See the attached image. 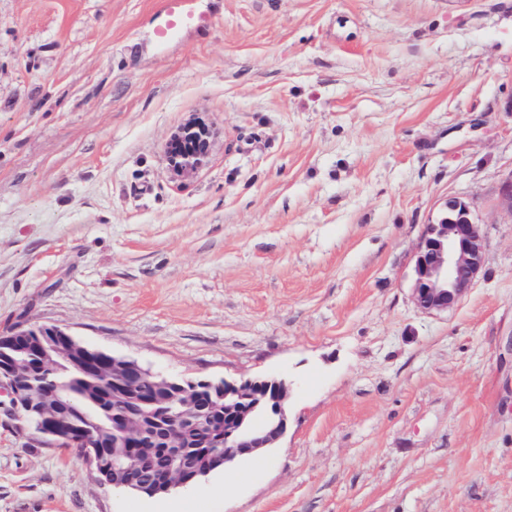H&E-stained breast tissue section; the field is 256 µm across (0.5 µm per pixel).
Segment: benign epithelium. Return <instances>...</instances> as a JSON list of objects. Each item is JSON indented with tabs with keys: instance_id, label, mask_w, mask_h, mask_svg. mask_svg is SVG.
Segmentation results:
<instances>
[{
	"instance_id": "1",
	"label": "benign epithelium",
	"mask_w": 512,
	"mask_h": 512,
	"mask_svg": "<svg viewBox=\"0 0 512 512\" xmlns=\"http://www.w3.org/2000/svg\"><path fill=\"white\" fill-rule=\"evenodd\" d=\"M217 137L216 129L199 116L177 127L165 144L172 175L184 178L203 167ZM501 208L512 213V175L499 185ZM484 267L480 225L468 202L450 195L436 222L426 225L415 253L413 300L424 312H445L457 305ZM38 344L42 364L53 370L58 359L78 361L86 370L112 374V396L125 411L115 423V447L109 453L98 432L88 425L64 421L69 411L59 392L48 386L17 387L21 369L14 355L16 337ZM0 389L9 397L6 413L17 421L27 412L35 431L50 446L82 451L101 483L142 489L152 495L184 487L199 477L271 448L288 429L290 384L277 377L186 379L165 376L137 360L91 348L66 329L20 322L0 336ZM148 406L176 408L167 418H149ZM154 447H142L145 437ZM150 452L164 460L158 477L142 479L134 462Z\"/></svg>"
}]
</instances>
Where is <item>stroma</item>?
<instances>
[{"label":"stroma","mask_w":512,"mask_h":512,"mask_svg":"<svg viewBox=\"0 0 512 512\" xmlns=\"http://www.w3.org/2000/svg\"><path fill=\"white\" fill-rule=\"evenodd\" d=\"M0 0V332L286 377L276 447L157 497L0 422V512H512V0ZM218 131L173 179L164 143ZM467 199L484 270L413 301ZM201 0H160L156 11L155 43L167 47L189 29L200 30L210 22V15L200 7ZM217 137L216 129L199 116L177 127L165 144V156L174 178L189 176L203 167ZM483 267L480 226L475 223L468 202L448 196L436 222L426 225L415 253L416 306L428 313L455 307L475 284Z\"/></svg>","instance_id":"obj_1"}]
</instances>
